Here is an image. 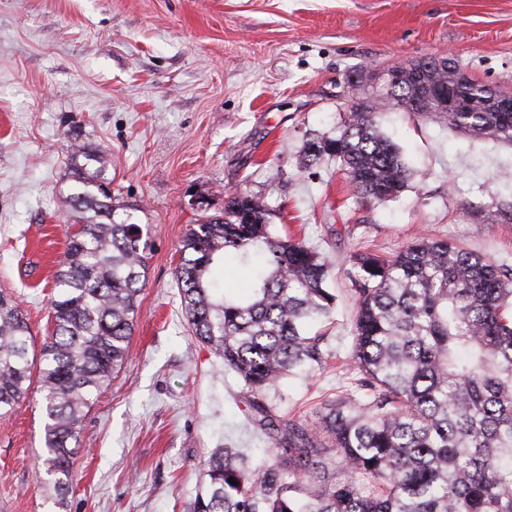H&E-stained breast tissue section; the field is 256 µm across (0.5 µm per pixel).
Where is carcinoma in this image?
<instances>
[{
	"label": "carcinoma",
	"instance_id": "cac0c4a2",
	"mask_svg": "<svg viewBox=\"0 0 512 512\" xmlns=\"http://www.w3.org/2000/svg\"><path fill=\"white\" fill-rule=\"evenodd\" d=\"M413 66L425 68L420 94L448 87L438 59ZM463 88L476 111L441 113L433 102V113L512 144L502 94L473 78ZM409 101L406 87L377 89L345 113L339 135L309 143L306 160L336 161L362 198L400 197L411 173L377 117L410 112ZM71 165L53 328L40 346L20 305L0 291V411L28 397L39 366L46 485L61 509L82 408L129 357L147 247L142 225L115 219L106 156L80 145ZM228 255L250 270L243 295L215 293L213 268ZM348 262L357 270L350 386L300 419L279 414L270 393L334 358L329 328L310 332L336 307L327 255L274 235L269 209L241 191L185 234L176 281L192 336L242 382L247 415L269 441L257 465L240 448L216 449L188 512H512V266L426 238L388 259L362 251Z\"/></svg>",
	"mask_w": 512,
	"mask_h": 512
}]
</instances>
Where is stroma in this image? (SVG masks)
Returning <instances> with one entry per match:
<instances>
[{
	"mask_svg": "<svg viewBox=\"0 0 512 512\" xmlns=\"http://www.w3.org/2000/svg\"><path fill=\"white\" fill-rule=\"evenodd\" d=\"M451 55L512 92V0H0V290L36 341L52 321L53 280L73 191V145L109 155L118 216L147 228L145 286L130 360L94 393L73 488L58 510L44 475L40 394L0 415V512H187L212 452L260 461L242 383L191 335L175 270L191 225L243 191L334 260L332 345L347 356L352 268L363 245L389 256L419 236L512 265V146L436 116L379 117L409 166L401 197H358L304 147L335 136L368 69ZM347 384L327 367L291 380L280 413L312 415Z\"/></svg>",
	"mask_w": 512,
	"mask_h": 512,
	"instance_id": "obj_1",
	"label": "stroma"
}]
</instances>
